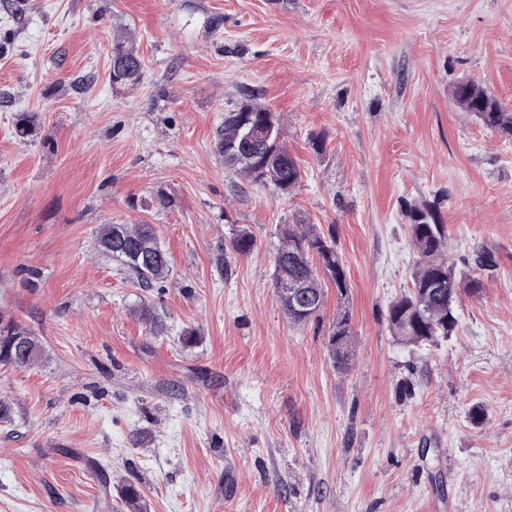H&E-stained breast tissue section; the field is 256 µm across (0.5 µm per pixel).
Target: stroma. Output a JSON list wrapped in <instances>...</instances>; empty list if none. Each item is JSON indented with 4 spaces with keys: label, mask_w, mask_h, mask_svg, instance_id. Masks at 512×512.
Wrapping results in <instances>:
<instances>
[{
    "label": "stroma",
    "mask_w": 512,
    "mask_h": 512,
    "mask_svg": "<svg viewBox=\"0 0 512 512\" xmlns=\"http://www.w3.org/2000/svg\"><path fill=\"white\" fill-rule=\"evenodd\" d=\"M119 33L133 85L112 82ZM463 80L512 109V0H0V313L45 347L0 367V512H133L130 484L142 512H512V137L456 105ZM244 86L302 171L291 193L215 148ZM411 203L481 286L416 350L387 324ZM103 224L154 225L171 280L138 288ZM288 224L335 240L349 281L302 324L272 277ZM141 60L133 44L122 36L112 39V81L135 84L141 76ZM327 347L334 366L340 371H346L353 356L350 319L346 313L332 324Z\"/></svg>",
    "instance_id": "1"
}]
</instances>
